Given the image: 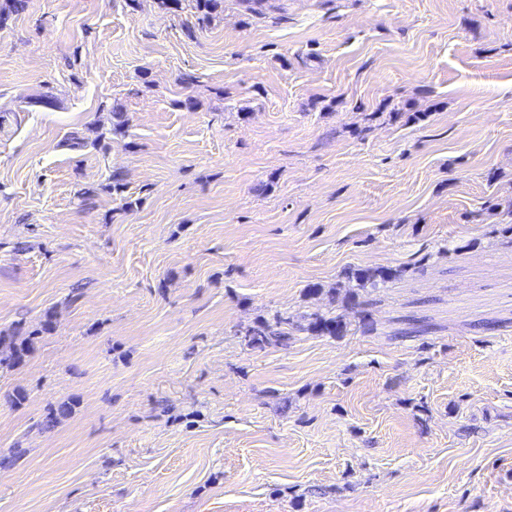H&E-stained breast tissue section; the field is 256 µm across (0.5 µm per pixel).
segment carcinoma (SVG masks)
<instances>
[{"instance_id": "cac0c4a2", "label": "carcinoma", "mask_w": 512, "mask_h": 512, "mask_svg": "<svg viewBox=\"0 0 512 512\" xmlns=\"http://www.w3.org/2000/svg\"><path fill=\"white\" fill-rule=\"evenodd\" d=\"M194 13L197 20L205 23L214 17V14L223 10L224 0H192ZM404 272L398 268H355L344 272L342 279L347 285L337 284L329 289L327 294L333 303L345 308L357 309L363 328L371 326V314L356 300L357 288H378L392 279L399 277ZM306 331L319 336L339 337L348 332V322L343 314H324L320 312L306 313L300 318L278 312L270 319H258L252 324L240 330L246 345L252 350H265L267 348L286 349L295 340V333ZM33 344V334H28L21 341H16L13 336H0V366L14 367L25 361ZM71 406L65 402L50 412L40 423L44 429L53 428L61 418L69 415Z\"/></svg>"}]
</instances>
